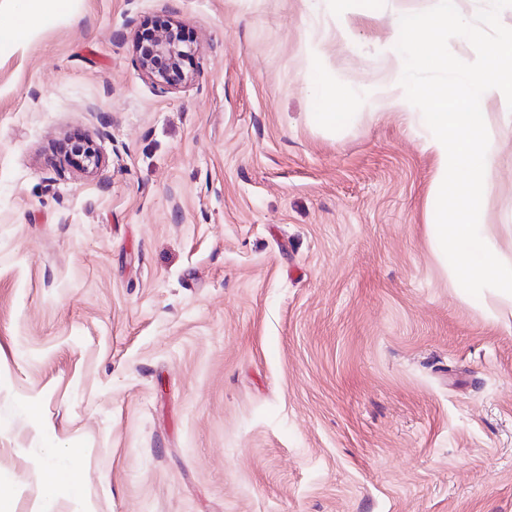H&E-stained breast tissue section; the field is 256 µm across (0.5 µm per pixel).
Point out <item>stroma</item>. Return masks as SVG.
Segmentation results:
<instances>
[{"label":"stroma","mask_w":512,"mask_h":512,"mask_svg":"<svg viewBox=\"0 0 512 512\" xmlns=\"http://www.w3.org/2000/svg\"><path fill=\"white\" fill-rule=\"evenodd\" d=\"M435 0H66L0 44V493L12 512H512V313L429 234L418 114L381 88ZM354 30L336 34L339 13ZM180 25L191 83L144 79ZM487 223L512 256V131ZM92 140L101 166L68 161ZM153 31L149 39L135 33L132 50L141 75L153 84L173 87L192 81V75L185 74L183 62L192 55L193 48L186 44L178 25Z\"/></svg>","instance_id":"stroma-1"}]
</instances>
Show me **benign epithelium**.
<instances>
[{
  "mask_svg": "<svg viewBox=\"0 0 512 512\" xmlns=\"http://www.w3.org/2000/svg\"><path fill=\"white\" fill-rule=\"evenodd\" d=\"M141 75L160 86L173 87L181 82L192 81V75L183 71V62L192 55L193 48L186 44L178 26L156 30L145 38L135 34L132 40ZM81 163L86 171L99 168L102 159L92 141L81 145Z\"/></svg>",
  "mask_w": 512,
  "mask_h": 512,
  "instance_id": "obj_1",
  "label": "benign epithelium"
}]
</instances>
